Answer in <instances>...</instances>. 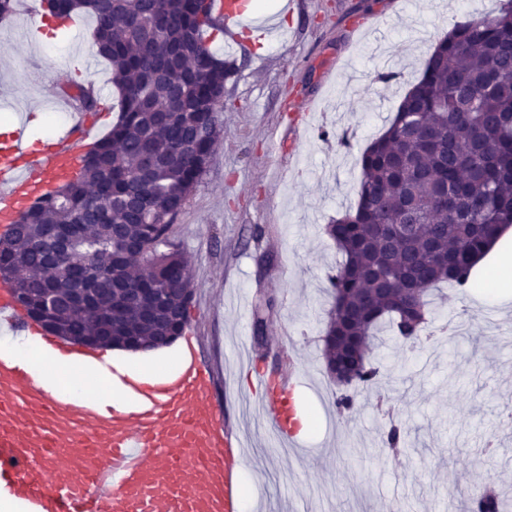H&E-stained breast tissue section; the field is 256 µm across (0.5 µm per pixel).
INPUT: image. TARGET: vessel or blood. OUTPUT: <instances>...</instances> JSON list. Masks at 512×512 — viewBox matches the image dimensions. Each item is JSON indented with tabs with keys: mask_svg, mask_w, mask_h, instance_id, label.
<instances>
[{
	"mask_svg": "<svg viewBox=\"0 0 512 512\" xmlns=\"http://www.w3.org/2000/svg\"><path fill=\"white\" fill-rule=\"evenodd\" d=\"M220 12L230 36L248 31L263 37L273 27L245 0H220ZM95 125L90 113H79L35 155L23 126L0 143V234L33 197L75 177L77 146L95 140ZM0 328L39 337L64 355L85 352L27 319L5 283ZM217 381L198 342L190 361L165 382L110 377L123 400L104 410L0 351V490L30 504L31 512H242L245 457L215 401ZM295 388L291 381L267 394L269 426L287 440Z\"/></svg>",
	"mask_w": 512,
	"mask_h": 512,
	"instance_id": "b4317fda",
	"label": "vessel or blood"
}]
</instances>
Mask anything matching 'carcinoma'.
Wrapping results in <instances>:
<instances>
[{"mask_svg":"<svg viewBox=\"0 0 512 512\" xmlns=\"http://www.w3.org/2000/svg\"><path fill=\"white\" fill-rule=\"evenodd\" d=\"M62 18L95 20L97 54L111 64L119 115L109 133L82 156L79 176L55 187L0 236V266L23 272L34 297L54 283L58 302L46 331L79 343L104 336L101 316L69 305V289L112 293V339L179 336L181 325L157 316L168 288L191 287L184 253L171 229L212 152L224 115L217 106L235 73L204 43L222 25L213 0H58ZM357 205L326 227L342 260L330 278L332 297L346 309L370 297L362 318L322 336L326 368L366 357L383 327L419 335L427 296L442 282L464 287L476 261L500 231L512 226V0L495 14L458 23L431 46L420 78L410 85L384 131L361 154ZM379 224H405L407 234L375 240ZM67 248L55 249L58 231ZM423 285L417 306L394 303L408 283ZM394 288L388 294L379 289ZM130 288H156L140 302ZM261 297L255 331L273 309ZM467 512H507L488 488L465 500Z\"/></svg>","mask_w":512,"mask_h":512,"instance_id":"1","label":"carcinoma"}]
</instances>
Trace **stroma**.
<instances>
[{
  "mask_svg": "<svg viewBox=\"0 0 512 512\" xmlns=\"http://www.w3.org/2000/svg\"><path fill=\"white\" fill-rule=\"evenodd\" d=\"M499 0H296L287 36L224 48L234 60L224 85V134L173 236L189 258L188 331L218 369L216 400L248 449L242 474L250 512H462L478 484L512 490V302L490 291L462 294L443 284L431 296V327L465 323L456 339L425 349L396 338L373 342L381 377L356 387L340 412L338 387L322 358L333 308L329 278L341 256L325 228L357 203L360 157L384 129L430 47L466 17ZM40 0H20L0 21V124L55 116L69 81L98 99V135L117 116L111 68L85 42L94 22L77 14L44 38ZM394 80L382 81L383 73ZM348 137L340 146L339 137ZM274 298L263 341L253 335L259 296ZM298 378L295 396L313 426L281 449L267 429L257 371ZM399 398L407 453L385 444L377 392Z\"/></svg>",
  "mask_w": 512,
  "mask_h": 512,
  "instance_id": "1",
  "label": "stroma"
}]
</instances>
